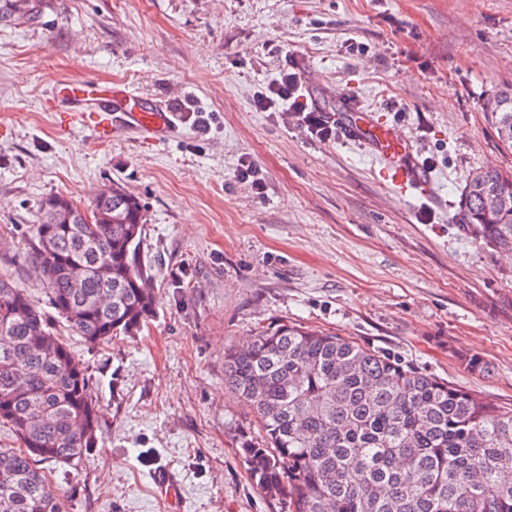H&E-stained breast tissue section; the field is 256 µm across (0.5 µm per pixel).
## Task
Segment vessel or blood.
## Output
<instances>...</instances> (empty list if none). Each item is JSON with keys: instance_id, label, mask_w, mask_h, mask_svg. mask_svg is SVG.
<instances>
[{"instance_id": "b4317fda", "label": "vessel or blood", "mask_w": 512, "mask_h": 512, "mask_svg": "<svg viewBox=\"0 0 512 512\" xmlns=\"http://www.w3.org/2000/svg\"><path fill=\"white\" fill-rule=\"evenodd\" d=\"M56 95L71 104L76 115L101 141L111 137L120 126L155 137L169 136L177 129L173 112L149 101L141 91L122 81L65 80L57 85ZM344 129L382 161L384 177L401 194H430L431 178L419 165L416 147L408 136L367 112L351 113Z\"/></svg>"}]
</instances>
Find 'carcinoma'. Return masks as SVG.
I'll list each match as a JSON object with an SVG mask.
<instances>
[{"mask_svg": "<svg viewBox=\"0 0 512 512\" xmlns=\"http://www.w3.org/2000/svg\"><path fill=\"white\" fill-rule=\"evenodd\" d=\"M492 116L512 148V89ZM505 192L486 216L482 198ZM68 224L47 223L54 203ZM112 211L88 223L87 209ZM463 223L512 253V175L468 180ZM142 208L119 185L85 207L41 208L32 247L49 305L90 345L134 336L156 315L140 261ZM224 385L250 408L263 439L241 441L256 487L288 512H512V408L403 366L334 332L281 324L224 351ZM0 512H65L44 463L69 464L98 444L90 381L52 318L0 276Z\"/></svg>", "mask_w": 512, "mask_h": 512, "instance_id": "1", "label": "carcinoma"}]
</instances>
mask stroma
<instances>
[{
	"mask_svg": "<svg viewBox=\"0 0 512 512\" xmlns=\"http://www.w3.org/2000/svg\"><path fill=\"white\" fill-rule=\"evenodd\" d=\"M294 55L325 114L368 111L416 143L432 192L404 196L337 129L311 136L257 95ZM124 81L178 112L154 142L97 141L61 80ZM512 86V0H39L0 22V239L5 274L48 309L29 262L39 208L120 185L143 206L141 256L157 315L89 346L56 327L90 379L99 443L52 468L66 512H285L239 454L259 438L224 386L225 346L282 323L330 331L416 371L512 405V255L462 224L479 170L512 172L491 105ZM214 113L208 134L188 107ZM253 166L255 193L241 176ZM483 358L489 374L468 372Z\"/></svg>",
	"mask_w": 512,
	"mask_h": 512,
	"instance_id": "1",
	"label": "stroma"
}]
</instances>
